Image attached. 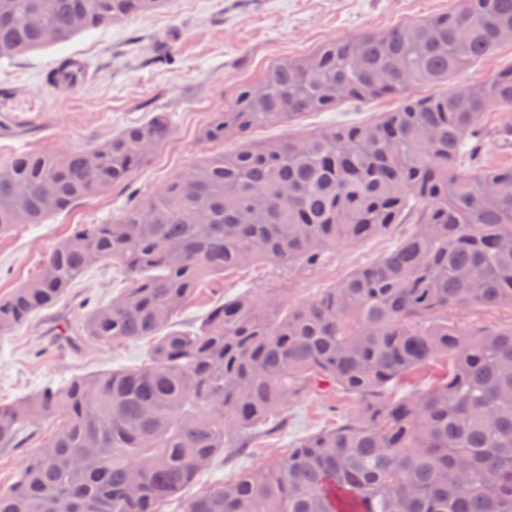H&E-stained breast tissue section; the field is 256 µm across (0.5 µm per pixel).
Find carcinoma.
I'll return each mask as SVG.
<instances>
[{
  "label": "carcinoma",
  "mask_w": 512,
  "mask_h": 512,
  "mask_svg": "<svg viewBox=\"0 0 512 512\" xmlns=\"http://www.w3.org/2000/svg\"><path fill=\"white\" fill-rule=\"evenodd\" d=\"M166 4L0 0V59ZM506 31L512 0H454L277 61L206 131L211 142L239 136V150L204 156L54 246L0 301V333L112 262L129 286L84 314L83 335L148 340L151 354L0 403V454L23 448L35 423L52 426L0 491V512H162L227 439L247 447L248 431L316 387L355 395L367 417L189 498L184 512H512V323L450 320L512 310V167L480 165L486 113L512 112V66L446 88ZM387 96L399 107L365 125L248 139L259 124ZM170 134L155 116L91 149L16 154L0 165V234L126 183ZM410 215V236L310 299L246 291L193 330L172 329L206 277L260 261L314 266ZM439 357L451 361L443 383L385 400L389 383ZM512 313L508 309L474 308L463 315H456L454 320L471 327L493 328L511 321Z\"/></svg>",
  "instance_id": "obj_1"
}]
</instances>
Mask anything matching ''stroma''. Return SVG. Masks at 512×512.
Wrapping results in <instances>:
<instances>
[{
    "instance_id": "35a3bbf8",
    "label": "stroma",
    "mask_w": 512,
    "mask_h": 512,
    "mask_svg": "<svg viewBox=\"0 0 512 512\" xmlns=\"http://www.w3.org/2000/svg\"><path fill=\"white\" fill-rule=\"evenodd\" d=\"M451 0H170L160 11L102 25L70 40L0 59V164L22 151L80 150L99 145L119 129L163 114L169 139L136 171L126 188L76 203L43 224H23L0 235V299L38 275L50 249L86 224H106L132 195L159 189L205 153L239 149L240 138L221 144L205 139L207 127L230 110L238 90L258 82L284 58L308 55L335 38L383 32L393 26L447 12ZM80 58L86 71L73 87H58L48 76L64 59ZM394 97L348 101L313 112L298 129L363 123L397 108ZM412 225L325 253L317 268L259 263L204 280L176 316L185 327L213 303L244 289L279 294L295 303L373 263L409 235ZM112 265L90 269L59 303L36 313L24 326L0 335V401L28 397L78 375L142 365L148 342L105 345L81 337L78 323L90 307L111 301L127 287ZM60 319L79 345L59 351L49 323ZM447 360L430 361L388 389L398 399L442 383ZM362 403L342 390L310 392L288 406L278 424L256 430L249 448L225 453L194 484L165 504L181 512L184 502L237 474L282 457L303 438L361 417Z\"/></svg>"
}]
</instances>
